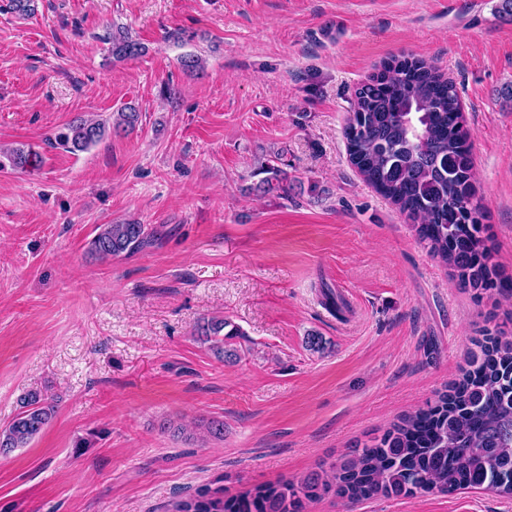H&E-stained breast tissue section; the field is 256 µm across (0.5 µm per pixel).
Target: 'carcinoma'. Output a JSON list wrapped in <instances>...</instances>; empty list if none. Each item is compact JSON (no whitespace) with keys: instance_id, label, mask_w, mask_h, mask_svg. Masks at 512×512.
Instances as JSON below:
<instances>
[{"instance_id":"carcinoma-1","label":"carcinoma","mask_w":512,"mask_h":512,"mask_svg":"<svg viewBox=\"0 0 512 512\" xmlns=\"http://www.w3.org/2000/svg\"><path fill=\"white\" fill-rule=\"evenodd\" d=\"M146 52L143 43L112 29V57L127 60ZM141 113L129 105L112 122L76 117L54 135V143L80 152L108 134L135 130ZM351 164L415 225L430 253L453 271L459 285L498 287L488 263L482 210L475 201L470 134L453 82L424 60H398L384 66L355 92L353 115L345 129ZM5 157L23 168L32 151L10 149ZM252 190L284 189L285 172L266 163ZM144 224H104L91 240L100 259L130 253L149 243ZM198 335L219 356L232 357L227 341L241 335L226 318H212ZM471 353L468 368L434 404L392 424L351 457L296 481L266 483L226 500L221 490H205L177 502L174 512H303L306 503L333 493L350 500L381 495L489 489L512 497V341L486 335ZM0 430V451L24 448L48 425L54 405L33 391Z\"/></svg>"}]
</instances>
